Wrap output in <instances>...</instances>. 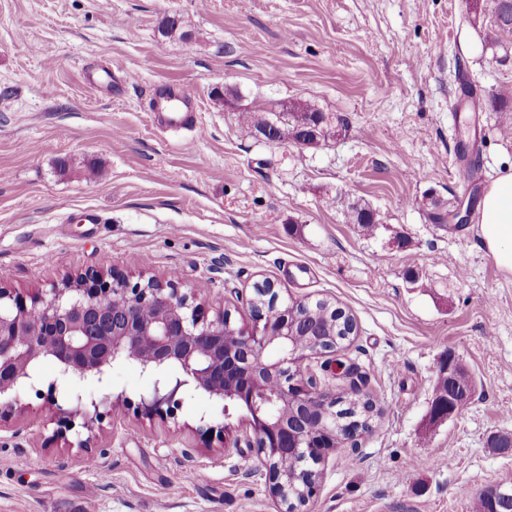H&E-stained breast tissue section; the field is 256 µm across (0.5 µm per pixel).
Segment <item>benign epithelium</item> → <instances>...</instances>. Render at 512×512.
<instances>
[{"label": "benign epithelium", "mask_w": 512, "mask_h": 512, "mask_svg": "<svg viewBox=\"0 0 512 512\" xmlns=\"http://www.w3.org/2000/svg\"><path fill=\"white\" fill-rule=\"evenodd\" d=\"M248 305L252 325L237 328L222 311L208 318L172 279L134 283L114 268L90 269L29 295L0 286V408L34 385L40 358L49 356L58 379L44 397L55 406L59 387L65 388L70 408H58L59 423L70 427L77 417L100 415V405L112 397H88L79 383L94 378L107 388L114 365L134 362L150 379L140 397L146 416L197 392L222 402L226 418L246 411V445L255 449L272 495L285 512H304L319 479L313 465L336 441L357 434L362 422L340 425L336 399L312 392L313 379H305L302 362L337 347L336 336L320 335L308 316L315 302L285 299L266 281ZM269 348L276 357H265ZM448 378V402L472 395L468 375L450 370ZM292 457L310 473L298 498L288 495V483L299 478L288 470ZM492 502L493 512H512L511 494L496 489Z\"/></svg>", "instance_id": "obj_1"}]
</instances>
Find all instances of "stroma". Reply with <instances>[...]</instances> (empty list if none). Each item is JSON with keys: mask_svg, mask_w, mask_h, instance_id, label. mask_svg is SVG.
<instances>
[{"mask_svg": "<svg viewBox=\"0 0 512 512\" xmlns=\"http://www.w3.org/2000/svg\"><path fill=\"white\" fill-rule=\"evenodd\" d=\"M166 15L187 38L159 34ZM489 25L468 0H0V285L113 267L175 279L242 328L258 281L331 300L357 334L311 360L316 388L379 413L356 451L324 454L310 512H472L512 486V453L489 446L512 433V274L469 207L512 171L490 104L512 90V43ZM165 83L193 97V131L155 126ZM294 101L342 130L312 146L242 134L240 112ZM343 196L376 211L375 235L347 223ZM440 204L467 222H434ZM450 356L476 395L435 421ZM148 388L116 366L119 404L64 433L43 396L20 394L0 414V512H277L253 449L216 429L242 436L240 416L199 393L148 417Z\"/></svg>", "mask_w": 512, "mask_h": 512, "instance_id": "35a3bbf8", "label": "stroma"}]
</instances>
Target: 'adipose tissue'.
Wrapping results in <instances>:
<instances>
[{"instance_id": "1", "label": "adipose tissue", "mask_w": 512, "mask_h": 512, "mask_svg": "<svg viewBox=\"0 0 512 512\" xmlns=\"http://www.w3.org/2000/svg\"><path fill=\"white\" fill-rule=\"evenodd\" d=\"M480 236L497 265L512 272V171L488 186L481 203Z\"/></svg>"}]
</instances>
